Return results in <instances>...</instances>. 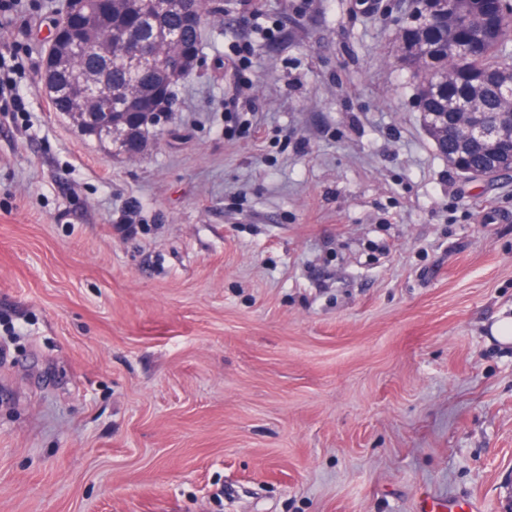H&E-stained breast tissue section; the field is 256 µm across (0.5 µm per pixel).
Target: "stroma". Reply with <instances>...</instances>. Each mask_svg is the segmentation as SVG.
<instances>
[{
    "instance_id": "1",
    "label": "stroma",
    "mask_w": 512,
    "mask_h": 512,
    "mask_svg": "<svg viewBox=\"0 0 512 512\" xmlns=\"http://www.w3.org/2000/svg\"><path fill=\"white\" fill-rule=\"evenodd\" d=\"M57 6L0 19V512H512V172L436 150L407 0H205L134 160L39 93Z\"/></svg>"
}]
</instances>
